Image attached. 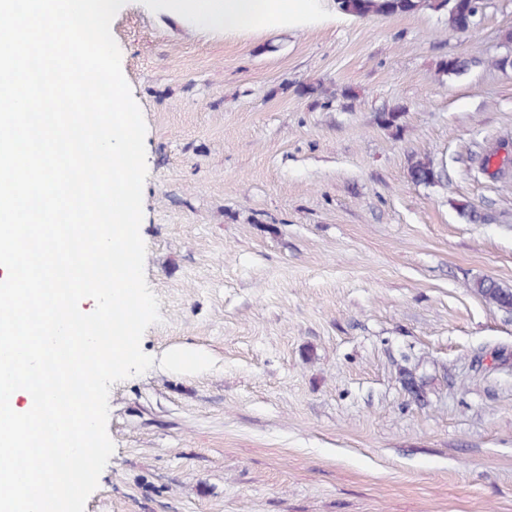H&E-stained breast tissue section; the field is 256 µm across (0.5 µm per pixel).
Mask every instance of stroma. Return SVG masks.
<instances>
[{
    "instance_id": "stroma-1",
    "label": "stroma",
    "mask_w": 512,
    "mask_h": 512,
    "mask_svg": "<svg viewBox=\"0 0 512 512\" xmlns=\"http://www.w3.org/2000/svg\"><path fill=\"white\" fill-rule=\"evenodd\" d=\"M485 3L465 35L334 0L224 34L126 0L161 320L152 368L110 389L84 512H512V312L472 288L512 289V68L490 64L512 0ZM452 56L478 63L439 74ZM413 156L447 184L412 183ZM472 288L490 305L508 312L512 311V289L503 288L495 280L487 277L475 280Z\"/></svg>"
}]
</instances>
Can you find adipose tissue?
Segmentation results:
<instances>
[{
	"label": "adipose tissue",
	"instance_id": "adipose-tissue-1",
	"mask_svg": "<svg viewBox=\"0 0 512 512\" xmlns=\"http://www.w3.org/2000/svg\"><path fill=\"white\" fill-rule=\"evenodd\" d=\"M317 0H152L154 11L227 33L274 28L303 21Z\"/></svg>",
	"mask_w": 512,
	"mask_h": 512
}]
</instances>
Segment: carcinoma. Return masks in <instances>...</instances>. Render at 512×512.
<instances>
[{"label": "carcinoma", "mask_w": 512, "mask_h": 512, "mask_svg": "<svg viewBox=\"0 0 512 512\" xmlns=\"http://www.w3.org/2000/svg\"><path fill=\"white\" fill-rule=\"evenodd\" d=\"M337 9L345 14L365 18L369 16H390L396 14H413L424 8L448 9V28L458 31L464 23L465 9L471 8L481 14L484 0H336ZM475 64L472 59L453 56L443 59L438 64V71L445 75L460 76ZM410 180L417 185H436L443 182V171L430 161L416 158L408 167ZM473 290L487 303L508 312L512 311V289L504 288L495 280L487 277L472 283Z\"/></svg>", "instance_id": "cac0c4a2"}]
</instances>
